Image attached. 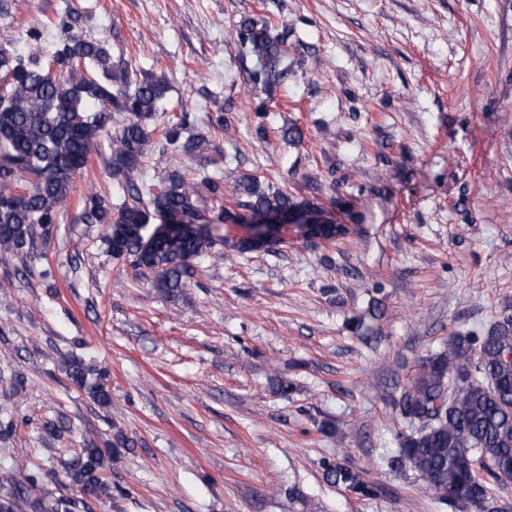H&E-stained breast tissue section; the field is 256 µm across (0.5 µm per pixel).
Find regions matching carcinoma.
<instances>
[{
  "instance_id": "obj_1",
  "label": "carcinoma",
  "mask_w": 512,
  "mask_h": 512,
  "mask_svg": "<svg viewBox=\"0 0 512 512\" xmlns=\"http://www.w3.org/2000/svg\"><path fill=\"white\" fill-rule=\"evenodd\" d=\"M242 46L255 58V85L271 92L288 76V32H278L262 17H244L236 28ZM0 252L24 255L33 249L36 227L58 220L73 178L106 137L112 139L107 166L124 183L127 199L112 204L93 190L82 198L79 219L107 224L112 256L129 261L150 279L157 292L179 298L197 273L194 261L214 254L217 241L195 224L211 214L221 223L238 224L248 214L298 213L312 216L311 238L338 235L335 222L319 205L321 185L308 184L310 195L263 185L253 174L233 186L204 170H173L157 184L136 178L149 150L152 123L170 92L168 79L138 71L113 59L108 41L71 33L42 57H24L0 44ZM121 126L112 132L115 116ZM166 145L194 159L211 140L197 130L190 113L164 131ZM277 241L241 238L229 247L240 252H269ZM71 382L101 405L111 403L105 375L72 357L63 364ZM395 408L408 423L398 435L397 463L409 465L424 489L455 509L484 508L490 481L512 469V317L484 332H455L444 348L423 358ZM129 448L122 431L112 447L89 445L70 468L80 492H106V462ZM327 479L362 495L373 486L342 466H325ZM13 498L0 512H14V500L28 488L10 468L0 470V485Z\"/></svg>"
}]
</instances>
